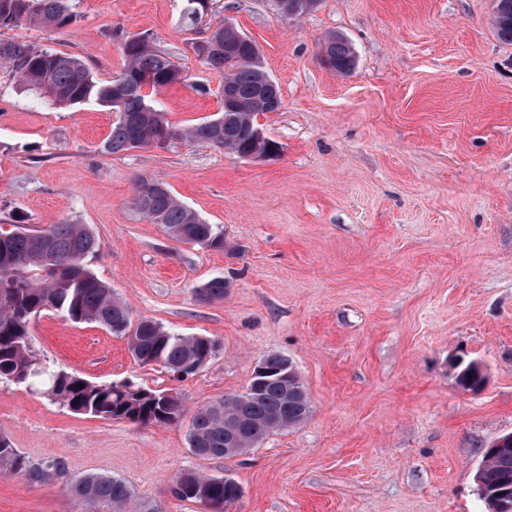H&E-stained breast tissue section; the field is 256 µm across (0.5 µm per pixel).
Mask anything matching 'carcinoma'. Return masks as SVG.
Listing matches in <instances>:
<instances>
[{
	"label": "carcinoma",
	"instance_id": "1",
	"mask_svg": "<svg viewBox=\"0 0 512 512\" xmlns=\"http://www.w3.org/2000/svg\"><path fill=\"white\" fill-rule=\"evenodd\" d=\"M75 17L74 0H0V29L26 24L38 28H61ZM492 25L498 39L512 43V0H495ZM206 41L221 53V63L202 62L218 73L238 102V109L224 119L222 135L205 120L187 128H174L163 117L153 96L187 81V73L157 50L141 43L123 42L124 70L110 83L98 81L79 58L23 42L0 39V66L9 68L18 82L53 105L70 107L95 103L117 114L102 144L107 154L150 147L158 134L173 141L204 143L237 156L250 152L255 143L249 126L264 111L267 89L263 70L252 62L254 47L236 39L220 21ZM322 50L329 57L328 70L348 74L357 64L352 42L341 33L330 34ZM132 205L145 219L163 226L174 240L224 249V232L207 223L156 181L139 180ZM0 382L37 387L71 412L140 425L168 424L182 415L178 397L164 390L131 391L111 382L97 384L72 372L54 369L38 361L30 350L29 322L53 311L74 323H95L114 336L128 339L133 358L142 365H159L178 378L191 376L210 360L215 344L207 336L175 334L149 318L132 320L128 306L86 264L99 243L84 224H52L34 229L16 225L0 233ZM226 284L217 276L197 289L202 301L224 298ZM267 374L253 377L246 391L227 395L199 407L191 418L187 443L204 459H224L236 452L233 436L244 439L246 450L261 445L275 432L303 423L312 412L311 400L301 378L285 375V355L263 358ZM457 385L472 391L484 378L476 362L460 359ZM481 464L489 479L482 498L492 509L491 498L501 495L512 512V447L486 448ZM0 471L21 472L29 484L42 487L66 474L59 461L35 463L0 436ZM238 483L224 477L186 470L176 477L170 492L181 501L201 504L222 502ZM79 512H159L136 500L123 480L87 473L66 482Z\"/></svg>",
	"mask_w": 512,
	"mask_h": 512
}]
</instances>
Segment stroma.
Returning <instances> with one entry per match:
<instances>
[{"label":"stroma","instance_id":"1","mask_svg":"<svg viewBox=\"0 0 512 512\" xmlns=\"http://www.w3.org/2000/svg\"><path fill=\"white\" fill-rule=\"evenodd\" d=\"M183 7L78 0L66 27L0 38L78 56L107 82L123 39L149 35L190 77L157 102L183 128L224 107L193 45L231 19L279 86L280 111L259 117L278 156L182 142L108 155L114 112L49 105L0 67V227L87 225L100 245L87 262L133 318L210 337L216 351L179 380L99 325L41 313L29 324L41 361L169 391L184 413L165 425L102 420L2 382L0 435L69 476L120 478L159 512H202L170 492L185 469L232 477L242 495L230 512H484L476 468L512 432V44L492 27L494 0H320L299 19L272 0H213L192 28ZM330 32L353 43L349 74L320 63ZM142 178L222 229L226 248L172 240L137 214ZM216 276L223 299L198 300ZM272 353L294 362L309 419L246 454L195 457V410L244 392ZM461 357L482 364L480 391L457 385ZM0 512L79 510L64 482L0 473Z\"/></svg>","mask_w":512,"mask_h":512}]
</instances>
